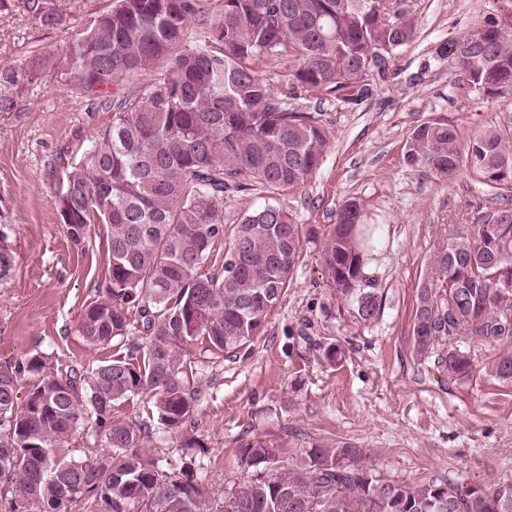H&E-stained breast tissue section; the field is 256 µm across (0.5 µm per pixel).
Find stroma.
<instances>
[{"instance_id": "1", "label": "stroma", "mask_w": 512, "mask_h": 512, "mask_svg": "<svg viewBox=\"0 0 512 512\" xmlns=\"http://www.w3.org/2000/svg\"><path fill=\"white\" fill-rule=\"evenodd\" d=\"M108 0H57L67 25L45 28L24 13L0 21V95L14 111L0 112V198L8 201L15 269L0 284V370L31 354L53 353L78 368L111 359L118 342L85 343L77 322L100 298L107 229L92 225L74 245L57 218L54 196L67 171L107 126L94 94L61 85L55 72L70 35ZM416 41L397 51L385 72L358 88L328 93L300 87L288 57L259 62V76L289 106L319 113L330 143L301 193L281 203L298 223L323 228L350 201L361 221L379 224L384 245L369 256L366 289L380 310L361 320L326 282L321 244H305L282 304L245 354L226 358L194 344L184 359L202 399L191 421L159 430L148 396L123 403L116 420L153 431L160 470L184 455L203 460L211 512L242 480L235 449L260 438L289 459L319 443L351 442L370 449L376 476L415 485L433 477L487 484L512 476V383L478 371L466 383L437 368L446 346L415 353L416 288L435 245L449 226L467 224L481 186L467 167L449 177L413 168L408 142L421 123L443 117L462 136L496 121L512 103L482 100L456 73L444 51L485 20L512 32V0H412ZM53 71L30 76L35 58ZM335 345L328 363L323 351Z\"/></svg>"}]
</instances>
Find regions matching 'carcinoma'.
<instances>
[{
	"label": "carcinoma",
	"mask_w": 512,
	"mask_h": 512,
	"mask_svg": "<svg viewBox=\"0 0 512 512\" xmlns=\"http://www.w3.org/2000/svg\"><path fill=\"white\" fill-rule=\"evenodd\" d=\"M19 8L44 27L66 24L56 0H0V20ZM194 12L193 0H109L71 34L60 69L61 84L96 93L157 68L138 92L102 100L112 121L55 198L73 243L93 224L107 228L103 297L85 309L79 335L92 346L130 332L146 343L130 342L91 371L49 372L50 357L36 353L0 372V495L15 484L39 512H66L86 494L104 512H209L195 459L162 472L147 451L149 434L114 420V411L149 394L164 431L182 428L200 394L182 347L228 358L247 347L282 302L306 241L322 237L324 276L361 320L379 309L377 295L362 288L373 245L358 231L357 204L319 230L277 203L305 186L329 132L314 114L288 108L255 64L288 56L304 88L356 87L367 59L382 71L414 42L410 0H224L198 45L189 37ZM481 28L478 52L458 40L448 55L459 56L460 76L482 98L512 99V34L492 20ZM407 160L440 176L464 162L484 187V198L469 204V224L448 230L430 256L416 294L414 350L425 355L448 342L441 366L459 383L473 375V352L488 350L487 375L512 383V110L465 141L448 120L430 119L414 129ZM254 191L269 202L225 224L224 196ZM11 231L0 199V282L14 268ZM22 371L37 380L20 405ZM89 419L109 453L55 455ZM235 456L246 476L225 512H512V477L488 485L379 479L369 450L350 442L315 444L288 462L256 437Z\"/></svg>",
	"instance_id": "1"
}]
</instances>
